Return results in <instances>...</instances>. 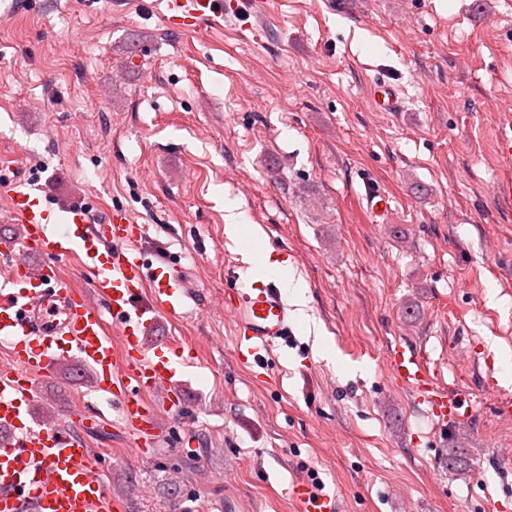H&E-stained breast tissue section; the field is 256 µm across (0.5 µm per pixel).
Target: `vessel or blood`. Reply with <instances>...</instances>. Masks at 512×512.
<instances>
[{"instance_id":"b4317fda","label":"vessel or blood","mask_w":512,"mask_h":512,"mask_svg":"<svg viewBox=\"0 0 512 512\" xmlns=\"http://www.w3.org/2000/svg\"><path fill=\"white\" fill-rule=\"evenodd\" d=\"M162 16L208 24L223 18L224 0H157ZM496 142L512 159V106L498 114ZM10 153L0 154V187L7 189L21 226L17 237L0 241L11 267L0 281V344L12 364L0 370V512H123L124 501L109 497L90 462L91 450L52 417L35 418L36 382L58 362L76 360L93 371L94 392L110 396L122 422L132 427L133 451L144 455L158 435L161 415H178L184 405L170 387L180 368L168 344L147 349L144 336L156 312H176L187 296L178 269L149 268L136 243L144 233L129 210L94 219L88 208L41 203L24 189L22 170ZM41 256L31 267L27 255ZM78 257L92 276L89 290L71 286L61 261ZM150 302H142L143 291ZM239 329L237 357L262 365L271 347L291 331L292 318L274 283L243 293L234 307ZM387 363L395 380L415 392L429 415L453 420L459 404L432 376L418 350L391 345ZM290 495L302 512H332L330 499L304 484Z\"/></svg>"}]
</instances>
